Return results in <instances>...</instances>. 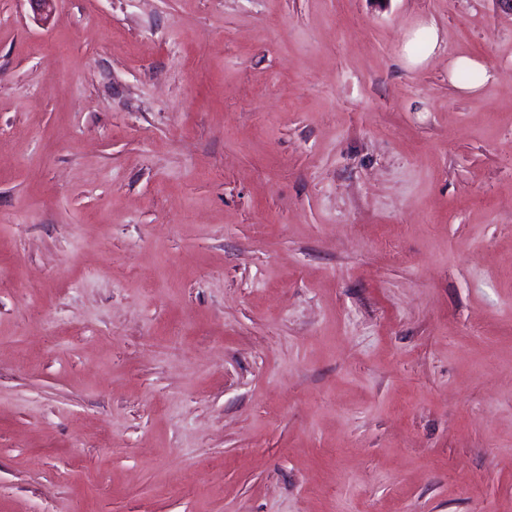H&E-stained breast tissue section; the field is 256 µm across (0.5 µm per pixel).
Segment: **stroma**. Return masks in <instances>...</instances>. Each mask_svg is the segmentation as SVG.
Here are the masks:
<instances>
[{
    "mask_svg": "<svg viewBox=\"0 0 512 512\" xmlns=\"http://www.w3.org/2000/svg\"><path fill=\"white\" fill-rule=\"evenodd\" d=\"M0 512H512V11L0 0ZM450 73L454 83L460 77L456 87L462 91L472 92L479 89L485 82L491 79V74L481 63L468 56H458L450 66Z\"/></svg>",
    "mask_w": 512,
    "mask_h": 512,
    "instance_id": "stroma-1",
    "label": "stroma"
}]
</instances>
